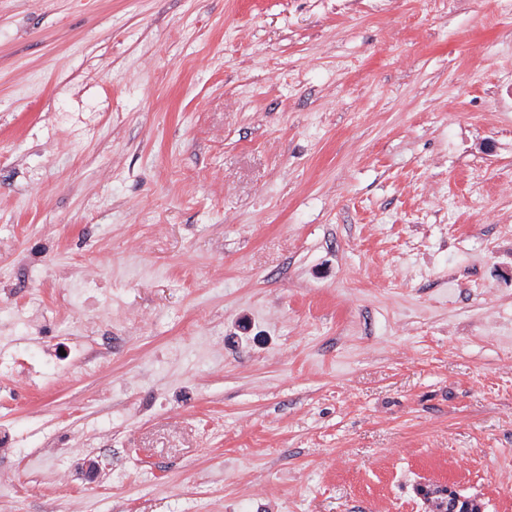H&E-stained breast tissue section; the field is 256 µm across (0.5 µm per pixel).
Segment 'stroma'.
<instances>
[{"label": "stroma", "mask_w": 512, "mask_h": 512, "mask_svg": "<svg viewBox=\"0 0 512 512\" xmlns=\"http://www.w3.org/2000/svg\"><path fill=\"white\" fill-rule=\"evenodd\" d=\"M0 428V512H512V0H0Z\"/></svg>", "instance_id": "stroma-1"}]
</instances>
